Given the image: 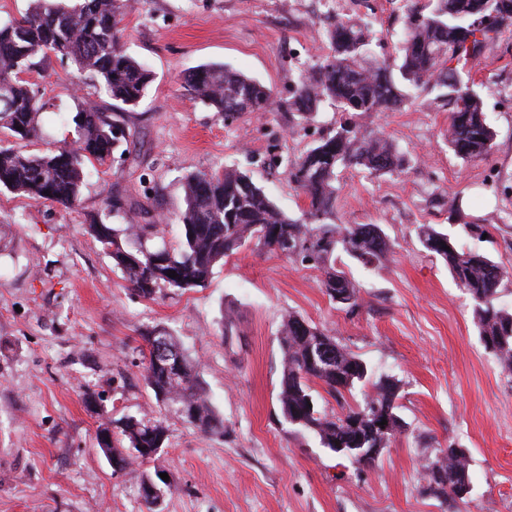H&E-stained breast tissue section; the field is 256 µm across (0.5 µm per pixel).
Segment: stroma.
I'll return each mask as SVG.
<instances>
[{"label":"stroma","instance_id":"obj_1","mask_svg":"<svg viewBox=\"0 0 512 512\" xmlns=\"http://www.w3.org/2000/svg\"><path fill=\"white\" fill-rule=\"evenodd\" d=\"M406 0H123L124 46L155 79L125 115L135 136L125 157L91 171L77 209L0 192V512H144L137 480L113 472L97 446L101 418L157 417L137 367L141 330L162 325L202 365L224 435L171 421L168 445L148 474H168L161 512H446L421 494V474L438 449L471 452L473 490L459 512H512V373L481 344L470 298L419 243L434 224L459 244L512 268V26L489 44L471 75L496 133L492 151L464 161L446 146L448 109L419 93L401 109L363 116L413 154L402 174L339 171L336 221L379 225L392 243L385 267L369 271L342 257L362 306L337 308L320 269L246 247L218 264L207 285L131 293L111 258L88 234L87 218L119 190L128 214L172 213L187 172L247 171L290 216L303 197L282 158L325 135L336 114L323 106L301 123L286 108L300 74L325 54L315 35L334 18L380 23L377 58H392ZM221 62L269 87V113L224 118L194 101L184 76ZM70 62L52 59L27 74L43 108L38 153L62 143L78 103L110 106L93 79L78 83ZM454 196L455 216L443 207ZM489 225L486 239L463 223ZM234 309L240 337L226 347L219 318ZM311 320L376 373L401 382L406 430L374 466L362 467L279 425L282 352L288 313Z\"/></svg>","mask_w":512,"mask_h":512}]
</instances>
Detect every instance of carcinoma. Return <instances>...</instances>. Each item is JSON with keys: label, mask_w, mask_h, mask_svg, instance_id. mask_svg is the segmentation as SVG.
I'll list each match as a JSON object with an SVG mask.
<instances>
[{"label": "carcinoma", "mask_w": 512, "mask_h": 512, "mask_svg": "<svg viewBox=\"0 0 512 512\" xmlns=\"http://www.w3.org/2000/svg\"><path fill=\"white\" fill-rule=\"evenodd\" d=\"M32 9L0 26V128L19 140L38 133L39 96L22 77L33 59L69 60L76 78H93L112 100L109 108L84 103L72 118L75 136L39 154L10 144L0 145V191L50 203L64 209L80 205L89 167L107 164L134 132L124 112L138 106L153 82L148 67L127 53L122 44V0H82L68 6L58 0H33ZM481 16L492 19L475 25ZM512 25V0H428L423 8L407 7L399 64L370 59L379 32L369 23L336 20L324 30L329 52L297 83L287 108L297 120H314L324 104L341 113V120L306 152L285 160L288 178L303 196L306 208L292 217L281 210L250 175L236 168L215 173L191 171L183 178L184 205L171 215L151 216L144 224L114 227L131 204L119 192L105 199L88 230L121 271L128 288L153 300L165 288L189 290L206 285L213 268L248 243L278 254L288 248L294 257L323 271L321 288L330 301L347 294L340 308L353 313L360 306V289L336 266L345 254L366 268L382 266L391 253L390 240L377 224L336 223V170L361 168L372 174L405 171L407 154L384 135L365 134L357 118L394 111L422 90L438 92L448 107V149L462 160L485 156L495 132L488 124L483 101L470 72L458 64L475 63ZM192 97L219 115L265 113L272 110L271 90L259 80L223 63L203 64L185 78ZM181 226L176 244L151 245L160 223ZM422 247L448 268L458 288L473 302L480 341L501 367L512 372V311L500 299L512 271L487 254L466 249L433 224H421ZM174 271L177 276L167 275ZM233 311L223 315L224 342L239 336ZM144 357L142 378L160 409L157 419L124 415L106 420L97 431L98 448L112 455V469L134 475L147 512H160L169 489L151 494V475L134 468L157 456L166 446L169 419H177L208 434H224V418L208 398L201 366L164 328L140 334ZM282 351L277 394V420L294 432L314 437L320 447L349 450L362 466H372L383 449L405 432L399 414L400 381L375 377L360 356L336 337L303 316L290 313L278 336ZM321 386L319 393L315 386ZM340 411L321 406L324 396ZM385 420L396 429L381 430ZM471 456L441 448L421 474L422 493L457 509L467 502L459 484L471 477Z\"/></svg>", "instance_id": "carcinoma-1"}]
</instances>
